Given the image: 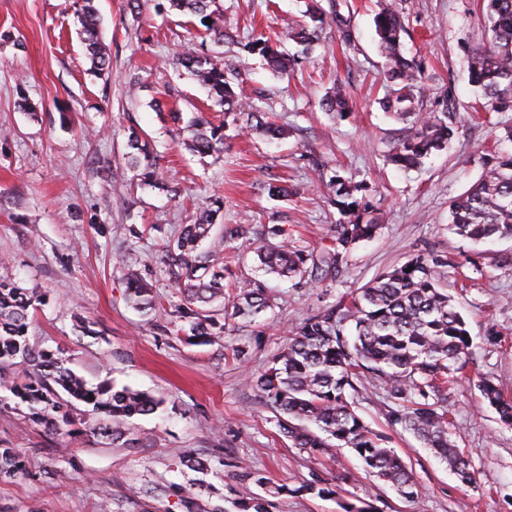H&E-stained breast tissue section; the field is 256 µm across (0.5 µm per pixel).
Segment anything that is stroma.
<instances>
[{
    "label": "stroma",
    "mask_w": 512,
    "mask_h": 512,
    "mask_svg": "<svg viewBox=\"0 0 512 512\" xmlns=\"http://www.w3.org/2000/svg\"><path fill=\"white\" fill-rule=\"evenodd\" d=\"M223 40L201 39L195 18L132 8L127 0H95L100 38L109 54L104 76L90 73L73 0H0V277L42 298L30 341L63 350L88 383L108 381L163 399L160 411L125 421L119 442L83 432L69 436L31 420L25 405L0 408V448H12L23 474L0 480V512H239L260 495L249 477L262 471L288 486L269 512H342L364 501L376 512H512V427L503 425L475 385L493 378L512 397V240L493 244L448 229V205L481 177L487 160L512 152L505 129L512 112L483 113L469 82L467 50L490 33L481 0H394L404 17L410 54L422 61L423 113L444 112L458 133L446 150L418 169L388 161L407 132L380 106L388 92L374 32L377 0H333L352 38L322 39L294 76L274 75L242 42L253 28L277 32L301 19L303 0H223ZM205 45L240 73L255 110L290 126L288 138L243 133L227 140L220 162L200 160L180 144L171 113L224 114L205 88L172 58ZM352 103L345 116L320 100L334 82ZM145 130L163 188L137 179L126 158L129 128ZM365 182L381 228L346 257L335 281L266 277L271 306L261 319L231 320L229 334L203 346L187 344L173 326L180 302L161 247L201 209L220 205L199 256L224 254V292L253 274L244 237L280 224L289 240L310 250L331 245L339 218L326 200L333 171ZM287 185L271 199L268 182ZM457 261L448 292L472 339L464 378L445 406L476 482L462 485L447 465L391 420V401L375 379L351 394L365 424L386 437L421 489L413 502L369 476L350 449L326 458L294 447L275 411L249 384L306 318L337 304L379 273L421 251ZM124 259L151 285L162 308L145 315L128 301ZM90 334H83V327ZM246 347V358L233 349ZM208 465H182L187 452ZM321 479L337 495L322 499L293 489Z\"/></svg>",
    "instance_id": "1"
}]
</instances>
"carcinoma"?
<instances>
[{
    "mask_svg": "<svg viewBox=\"0 0 512 512\" xmlns=\"http://www.w3.org/2000/svg\"><path fill=\"white\" fill-rule=\"evenodd\" d=\"M77 10L80 38L92 68L105 69L108 53L99 40V18L92 0H82ZM169 8L198 19L215 39L224 38L222 0H167ZM491 37L468 56L470 81L483 96V108L490 112L512 111V0H485ZM306 22L285 27L281 35L303 46L309 56L320 43L329 22H334L342 40L350 41L345 21L337 14H326L319 0H311L305 11ZM212 23H206V19ZM382 48L386 80L391 93L381 101L382 109L398 120L411 124L410 134L396 141L388 153L391 163L417 168L431 154L447 148L456 129L448 123V113L424 114L417 111V95L422 93L420 60L408 56L402 38L404 22L392 4L386 3L373 18ZM242 49L262 57L268 67L284 78L292 75L301 57L281 49L271 37L252 35ZM173 64L185 69L211 93L224 108V117L237 123L246 118V128L269 139L288 135V128L268 122L252 111L239 91L238 75L226 74L223 60L198 51L178 53ZM325 110L340 116L347 110L345 89L338 84L323 99ZM178 130L190 132L184 146L202 157L216 159L224 153V131L197 112L185 119L171 113ZM127 159L154 175L156 159L143 142L142 134L131 129L126 142ZM326 187L330 202L340 218L335 226L334 245L318 254L288 241L279 224L247 242L259 270L266 274L293 278L307 271L321 278L335 275L338 266L359 242L375 236L380 225L362 184L334 173ZM217 211L206 209L194 224L182 227L179 236L164 247L169 272L180 288L182 304L176 317L188 322L184 330L190 344L205 345L226 332V318L255 320L269 307L261 282L247 279L236 286L230 304L224 302V256L212 253L198 260V250L216 223ZM449 229L473 241L512 239V153L501 154L485 169L481 179L449 206ZM454 265L448 254L425 252L406 263L383 272L339 302L318 313L291 331V340L263 372L251 378L266 402L279 414L280 431L298 448L313 454L331 455L340 447L351 449L365 470L393 487L402 497L413 500L420 489L411 471L397 453L362 421L347 396L358 385L376 378L394 401L391 416L404 425L437 458L447 463L451 473L464 485L475 483L463 452L449 428L448 410L443 399L448 383L457 380L470 354L466 322L448 295L444 277ZM129 300L146 314L159 309L149 284L126 270ZM38 296L14 282L0 279V371L22 370L21 382L9 386L10 393L27 404L32 420L58 432L75 424L76 405L94 414H103L92 431L103 437L120 439L122 421L156 411L161 400L129 387L116 389L108 384L92 385L67 366V359L51 350H39L28 339L30 308ZM475 386L484 401L493 407L500 421L512 426V400L505 397L496 382L487 377ZM21 470L18 453L0 448V478ZM296 493L332 495L335 490L320 480L303 484Z\"/></svg>",
    "mask_w": 512,
    "mask_h": 512,
    "instance_id": "carcinoma-1",
    "label": "carcinoma"
}]
</instances>
